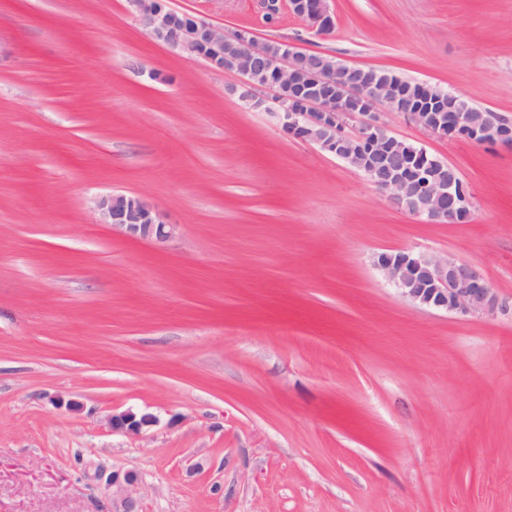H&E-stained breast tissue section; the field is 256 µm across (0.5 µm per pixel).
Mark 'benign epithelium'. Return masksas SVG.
<instances>
[{
  "label": "benign epithelium",
  "instance_id": "7a95c632",
  "mask_svg": "<svg viewBox=\"0 0 512 512\" xmlns=\"http://www.w3.org/2000/svg\"><path fill=\"white\" fill-rule=\"evenodd\" d=\"M128 2L153 38L189 50L214 69L239 73L241 81L231 92L245 104L259 107L264 103L260 92L273 90L276 114L288 136L315 144L347 162L387 193L397 207L430 223L469 222V194L453 166L430 155L424 147L392 135L376 106L383 104L441 138L512 146V122L490 109L469 104L460 92H441L412 101L397 77L369 81L360 67H340L329 56L286 42L280 43L274 58L268 43L256 41L248 31L227 34L168 8L166 0ZM290 7L319 31L332 30L326 0H290ZM229 43L235 51L226 54L224 45ZM353 119L359 120L360 126L352 135L345 132V124ZM95 211L101 223L130 239L165 242L178 233V225L168 223L160 209L137 196H100L95 200ZM375 264L403 297L430 309L470 315H493L500 309L486 278L453 258L398 250L378 253ZM157 423L154 414L132 410L109 418L113 432L131 436H140ZM140 483L141 477L134 471L112 472L109 485L119 503L117 512H140L134 497Z\"/></svg>",
  "mask_w": 512,
  "mask_h": 512
}]
</instances>
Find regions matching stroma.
Listing matches in <instances>:
<instances>
[{
	"label": "stroma",
	"mask_w": 512,
	"mask_h": 512,
	"mask_svg": "<svg viewBox=\"0 0 512 512\" xmlns=\"http://www.w3.org/2000/svg\"><path fill=\"white\" fill-rule=\"evenodd\" d=\"M231 33L465 93L512 121V0H168ZM128 0H0V512H512V148L391 134L453 165L429 224L285 134ZM136 194L179 233L98 223ZM474 266L495 317L402 297L376 253ZM74 399L81 411L56 407ZM155 414L145 435L107 418ZM289 3L296 16L317 27L320 32L328 33L332 30L333 22L325 0H290ZM142 479L134 471H113L109 478V485L112 486V498L115 496L119 503V510L114 512H140V503L134 497V492L140 485Z\"/></svg>",
	"instance_id": "stroma-1"
}]
</instances>
